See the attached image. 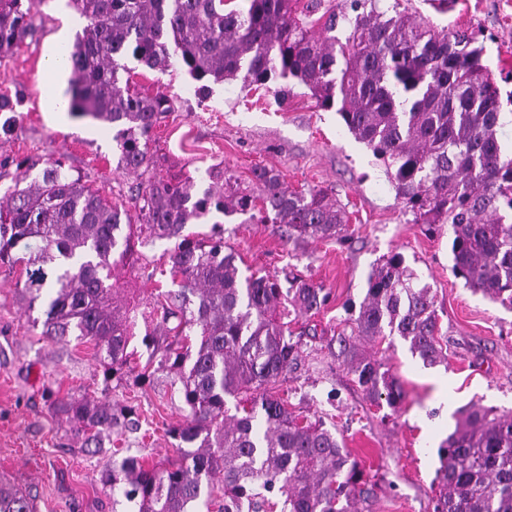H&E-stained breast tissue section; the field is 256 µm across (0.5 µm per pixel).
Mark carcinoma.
<instances>
[{"label":"carcinoma","instance_id":"carcinoma-1","mask_svg":"<svg viewBox=\"0 0 512 512\" xmlns=\"http://www.w3.org/2000/svg\"><path fill=\"white\" fill-rule=\"evenodd\" d=\"M44 0H0V55L33 31ZM86 25L67 60L69 110L116 130L117 169L140 179L135 215L72 177L59 160H23L25 173L0 188V267L18 274L28 310L43 307L40 335L90 343L103 375L142 386L158 371L172 376L186 414L169 429L178 458L150 465L128 455L112 461L102 484L122 491L133 512H191L224 490L222 512H360L369 473L325 423L288 408L280 378L297 362L289 318L317 314L329 298L320 285L276 275L242 277L224 232L188 233L221 213L283 224L288 239L330 240L348 223L328 191H292L272 167L250 182L214 164L199 178L152 172V131L169 99L131 85L132 58L151 70L176 66L206 92L210 84L281 81L304 85L371 149L412 223L452 233L455 278L512 310V155L497 136L501 93L483 63L478 34L439 27L403 0H71ZM341 30L344 37L336 36ZM167 250L177 289L164 299H128L112 283L118 264L148 263L145 249ZM431 286L401 253L368 276L353 336L340 356L373 400L398 411L405 393L383 362L358 352L352 337L398 336L426 365L445 361ZM148 353L140 362L139 348ZM237 401L236 414L224 409ZM85 446L104 447L114 432L138 429L132 409L108 397L54 403ZM435 512H512V412L478 403L460 412L438 448ZM0 512H35L30 493L0 480Z\"/></svg>","mask_w":512,"mask_h":512}]
</instances>
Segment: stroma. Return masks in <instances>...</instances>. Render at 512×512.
<instances>
[{
  "instance_id": "obj_1",
  "label": "stroma",
  "mask_w": 512,
  "mask_h": 512,
  "mask_svg": "<svg viewBox=\"0 0 512 512\" xmlns=\"http://www.w3.org/2000/svg\"><path fill=\"white\" fill-rule=\"evenodd\" d=\"M410 7L436 24L480 32L484 63L504 74L502 94L512 93V0H456L445 15L427 0H411ZM34 24V35L0 58V94L21 99L14 132L0 141V185L11 184L18 161L59 159L112 203L129 205L133 180L116 168L111 128L51 109L55 96L69 97L70 74L51 70L50 60L72 45L84 19L68 0H44ZM131 80L173 102L152 134L162 171L197 176L221 163L246 181L255 167L272 166L289 188L325 189L345 207L349 222L341 240L296 242L284 225L250 223L237 214L214 220L241 256L243 274L299 275L328 292V304L311 318L319 333L301 337L298 366L282 379L280 393L294 410L335 428L366 465L375 483L369 512H434L436 451L453 430L456 412L474 402L512 409V311L452 275L449 232L431 235L411 223L383 165L335 110L318 107L303 86H294L281 103L272 90L238 81L200 95L179 70L139 66ZM393 252L431 285L447 354L445 362L427 366L400 337L373 345L404 388L396 412L372 403L328 348L330 335L346 330L372 269ZM102 388L92 346L43 339L31 326L15 276L0 267V479L29 491L37 512H128L123 495L101 482L113 450L152 462L173 457L166 431L184 411L163 372L143 387L112 385L113 402L135 407L138 432L113 436L100 453L72 439L53 401L96 397Z\"/></svg>"
}]
</instances>
